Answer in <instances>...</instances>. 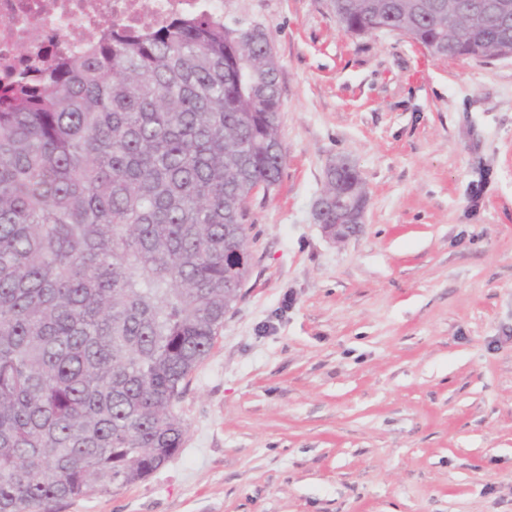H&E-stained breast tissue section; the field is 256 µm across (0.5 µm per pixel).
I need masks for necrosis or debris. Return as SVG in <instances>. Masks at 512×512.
<instances>
[{"label": "necrosis or debris", "mask_w": 512, "mask_h": 512, "mask_svg": "<svg viewBox=\"0 0 512 512\" xmlns=\"http://www.w3.org/2000/svg\"><path fill=\"white\" fill-rule=\"evenodd\" d=\"M223 0H0V81L46 53L77 56L109 29L147 31L173 16L219 17Z\"/></svg>", "instance_id": "1"}]
</instances>
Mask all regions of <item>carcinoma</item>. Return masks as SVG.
<instances>
[{
	"label": "carcinoma",
	"instance_id": "carcinoma-1",
	"mask_svg": "<svg viewBox=\"0 0 512 512\" xmlns=\"http://www.w3.org/2000/svg\"><path fill=\"white\" fill-rule=\"evenodd\" d=\"M462 0H325L352 36L512 50ZM279 65L258 24L175 19L0 85V512L117 492L182 446L189 376L241 298L248 204L279 184ZM336 200L367 203L331 163Z\"/></svg>",
	"mask_w": 512,
	"mask_h": 512
}]
</instances>
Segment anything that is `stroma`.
<instances>
[{
  "instance_id": "obj_1",
  "label": "stroma",
  "mask_w": 512,
  "mask_h": 512,
  "mask_svg": "<svg viewBox=\"0 0 512 512\" xmlns=\"http://www.w3.org/2000/svg\"><path fill=\"white\" fill-rule=\"evenodd\" d=\"M279 61L284 166L192 373L177 455L53 512H512V58L346 35L323 0H224ZM347 156L366 222L312 218Z\"/></svg>"
}]
</instances>
